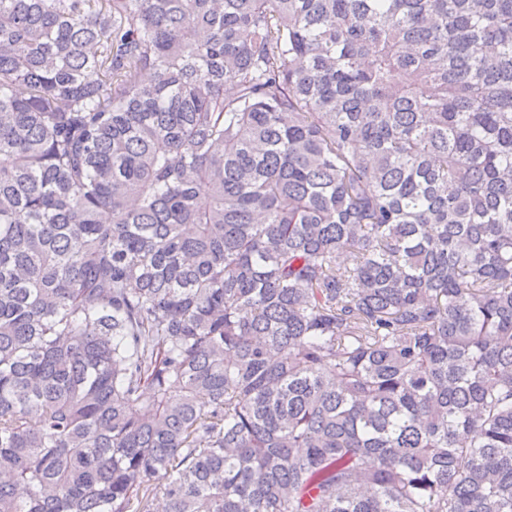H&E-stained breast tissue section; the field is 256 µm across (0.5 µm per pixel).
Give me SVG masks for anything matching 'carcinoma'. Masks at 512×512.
<instances>
[{"mask_svg": "<svg viewBox=\"0 0 512 512\" xmlns=\"http://www.w3.org/2000/svg\"><path fill=\"white\" fill-rule=\"evenodd\" d=\"M158 498L512 512V0H0V512Z\"/></svg>", "mask_w": 512, "mask_h": 512, "instance_id": "carcinoma-1", "label": "carcinoma"}]
</instances>
